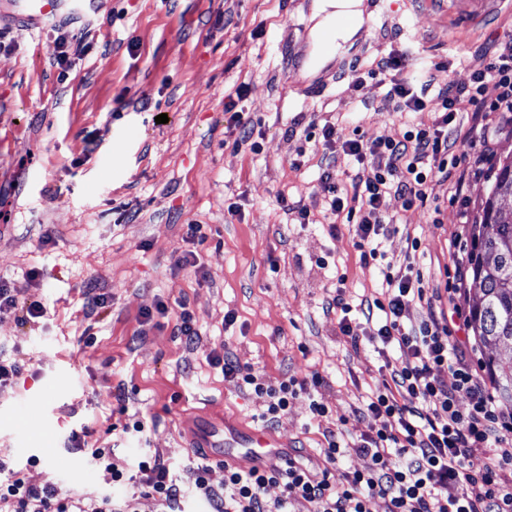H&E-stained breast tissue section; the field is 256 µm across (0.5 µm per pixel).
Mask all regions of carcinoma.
<instances>
[{"label":"carcinoma","instance_id":"1","mask_svg":"<svg viewBox=\"0 0 512 512\" xmlns=\"http://www.w3.org/2000/svg\"><path fill=\"white\" fill-rule=\"evenodd\" d=\"M492 187L481 210L476 247L470 267L472 286L480 302L470 308L469 324L483 347L512 344V161L493 168ZM503 401L512 403V356L483 360Z\"/></svg>","mask_w":512,"mask_h":512}]
</instances>
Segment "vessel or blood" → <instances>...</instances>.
Returning a JSON list of instances; mask_svg holds the SVG:
<instances>
[{
  "mask_svg": "<svg viewBox=\"0 0 512 512\" xmlns=\"http://www.w3.org/2000/svg\"><path fill=\"white\" fill-rule=\"evenodd\" d=\"M17 18L23 30L36 33L64 16H81L96 13L97 0H0ZM193 448L224 449V461L263 468L283 456L285 443L266 429L236 431L231 428H211L197 432Z\"/></svg>",
  "mask_w": 512,
  "mask_h": 512,
  "instance_id": "vessel-or-blood-1",
  "label": "vessel or blood"
}]
</instances>
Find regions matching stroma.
Instances as JSON below:
<instances>
[{
	"label": "stroma",
	"mask_w": 512,
	"mask_h": 512,
	"mask_svg": "<svg viewBox=\"0 0 512 512\" xmlns=\"http://www.w3.org/2000/svg\"><path fill=\"white\" fill-rule=\"evenodd\" d=\"M317 4L101 0L95 15L35 35L0 22V155L12 160L0 169V277L46 309L24 326L0 317V342L26 363L0 387V456L24 467L31 483L67 487L79 469L85 481L72 486L97 494L104 473L88 464L89 448L116 449L131 463L147 448L188 478L198 429L251 428L260 410L236 379L208 364L213 349L271 384L318 374L319 397L346 419L345 441L368 432L370 420L356 411L382 381V358L367 342L351 348L325 302L340 280L352 304L374 302L382 276L362 260L346 219L329 232L318 181L329 167L350 185L360 168L343 150L306 141L305 130L328 123L373 141L435 128L433 106L396 111L385 99L388 80L369 70L405 54L409 75L432 88L470 83L476 57L494 58L512 34V0L478 23L449 11L448 0H363L357 38L307 77L306 61L321 53ZM61 36L62 59L54 52ZM355 69L366 75L357 90ZM234 111L252 121L251 143L236 145ZM163 113L168 123H156ZM481 124L474 130L470 113L457 114L448 127L454 153L474 161L467 146L481 139L493 163L512 159V112L484 113ZM119 149L125 160L116 166ZM490 187L488 174H473L459 196L453 181L433 175L425 205L406 210L386 196L381 210L395 224L386 262L397 269L416 261L444 283L453 243L471 239ZM232 203L238 214L229 213ZM287 204L309 208L311 223H297ZM194 223L208 234L200 266L175 267ZM91 288L112 301L87 313ZM181 302L199 332L191 347L174 332ZM160 303L169 315L157 314ZM119 393L144 433L112 430ZM32 413L37 422L18 431ZM335 425L312 420L302 397L272 429L311 454ZM74 432L81 447L69 443ZM32 455L40 465L28 466Z\"/></svg>",
	"instance_id": "obj_1"
}]
</instances>
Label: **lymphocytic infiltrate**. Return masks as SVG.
Instances as JSON below:
<instances>
[{
  "label": "lymphocytic infiltrate",
  "mask_w": 512,
  "mask_h": 512,
  "mask_svg": "<svg viewBox=\"0 0 512 512\" xmlns=\"http://www.w3.org/2000/svg\"><path fill=\"white\" fill-rule=\"evenodd\" d=\"M405 66V59L396 56L378 63V72L391 75L386 97L403 112L423 109L424 97L399 76ZM436 99L441 116L428 131L407 130L366 143L331 124L321 129L326 148L341 147L369 170L349 188L328 169L320 182L330 213L353 222L358 245L371 258L380 257L382 241L393 229L380 210L385 195L397 196L407 210L426 202L429 175L451 178L448 126L456 114L468 110L477 118L484 112H512V40L473 71L470 84L448 82ZM382 275V298L363 312L372 322L364 334L351 325L344 282H337L328 302L339 312L340 331L351 347L366 341L400 352L399 363H385L381 387L360 408L372 427L353 444L326 432L316 459L299 449L265 470L228 466L220 489L210 482V465L196 464L183 480L159 453L148 450L130 465L113 449L92 448L90 462L103 468L110 484H132L137 496L153 498L163 512H186L184 504L192 496L204 501L207 512H289L300 500L311 504L312 512H368V502L376 497L384 500L385 512H512V408L499 401L448 327L449 316L464 326L468 317L458 307L445 314L439 290L428 289L413 266L397 272L386 268ZM415 305L423 316L411 325L407 318ZM208 359L260 401L258 418L265 424H274L304 395L314 419L332 414L323 400L311 396L322 383L319 376L292 375L273 385L229 355L214 351ZM350 453L368 458V465L339 471L340 460ZM477 453L488 459L474 474L466 462ZM2 472L7 478L0 480V512H136L137 496L117 500L108 491L88 497L54 483L36 486L23 469L0 458ZM271 486L282 489L273 501L265 497Z\"/></svg>",
  "instance_id": "obj_1"
}]
</instances>
